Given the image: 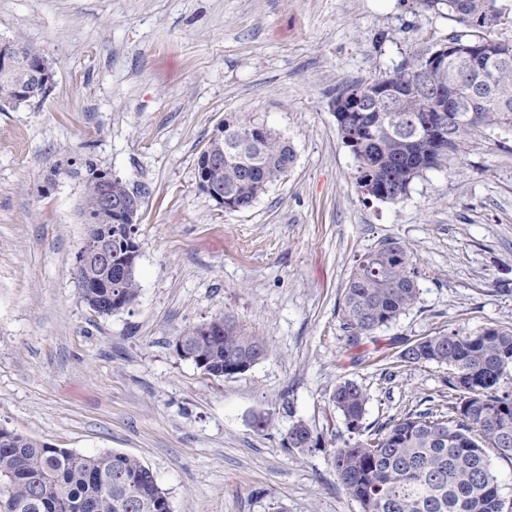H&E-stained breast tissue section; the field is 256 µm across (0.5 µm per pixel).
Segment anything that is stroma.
Here are the masks:
<instances>
[{
  "mask_svg": "<svg viewBox=\"0 0 512 512\" xmlns=\"http://www.w3.org/2000/svg\"><path fill=\"white\" fill-rule=\"evenodd\" d=\"M419 0H0V40L53 72L38 106L0 110V427L154 473L171 512H361L338 483L347 431L331 399L368 395L362 434L444 409L447 367L401 359L439 331L512 329V132L426 172L398 202L366 199L331 101L457 30ZM288 141L286 178L226 211L197 160L227 117ZM142 200L138 295L101 315L73 276L86 236V159ZM386 238L420 271L417 305L351 343L338 304L356 259ZM218 317L262 338L248 371L179 358ZM267 418L257 428V417ZM305 423V448L286 444Z\"/></svg>",
  "mask_w": 512,
  "mask_h": 512,
  "instance_id": "stroma-1",
  "label": "stroma"
}]
</instances>
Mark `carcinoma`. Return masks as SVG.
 I'll return each instance as SVG.
<instances>
[{
  "instance_id": "carcinoma-1",
  "label": "carcinoma",
  "mask_w": 512,
  "mask_h": 512,
  "mask_svg": "<svg viewBox=\"0 0 512 512\" xmlns=\"http://www.w3.org/2000/svg\"><path fill=\"white\" fill-rule=\"evenodd\" d=\"M430 9H447L462 29L448 45L463 58L454 69L432 68L419 74L425 54L406 58L393 74L353 83L332 103L342 143L356 159L357 186L369 182L371 197L395 202L425 172L439 169L466 153L486 127L512 131V43L488 35L498 19L497 0H423ZM33 71L32 57L12 73L0 74V103L12 104L16 83ZM459 84L467 95L483 90L476 103L454 109L439 91ZM389 99L373 95L376 88ZM235 137L233 150L208 144L207 154L224 153L209 178L250 208L266 189L282 180L294 152L265 126L224 120V138ZM103 170L89 160L72 175L83 183L80 214L87 233L115 236L112 213L96 202ZM420 272L408 248L386 239L356 260L343 290L340 314L350 341L391 325L418 302ZM130 273L112 289L104 284L80 289L81 299L102 315L113 301L127 305L137 297ZM213 332L192 327L177 337L178 356L203 364L215 377L228 363L237 366L267 355L266 343L249 336L232 320L216 319ZM401 358L411 364L448 367V386L458 393L448 411L431 408L408 413L379 426L367 438L346 443L333 454L338 482L361 512H504L505 501L487 449L512 459V390L505 373L512 365V330L493 325L476 332H437L409 343ZM332 402L347 429L357 432L367 394L352 380L336 385ZM0 512H170L169 502L149 467L118 451L86 455L0 428Z\"/></svg>"
}]
</instances>
